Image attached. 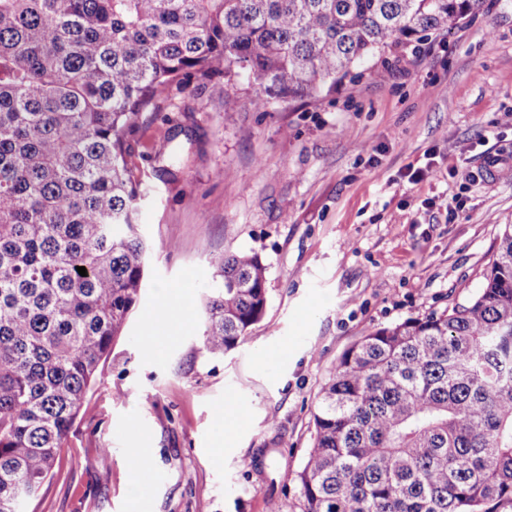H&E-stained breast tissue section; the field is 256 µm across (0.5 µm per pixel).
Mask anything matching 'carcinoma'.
Returning a JSON list of instances; mask_svg holds the SVG:
<instances>
[{
	"mask_svg": "<svg viewBox=\"0 0 512 512\" xmlns=\"http://www.w3.org/2000/svg\"><path fill=\"white\" fill-rule=\"evenodd\" d=\"M481 0H0V512L54 475L151 256L144 114L172 86L245 72L253 104L331 92ZM85 267L82 276L76 267ZM202 349L264 316L255 252L212 261ZM297 475L302 512H512V224L465 305L340 356Z\"/></svg>",
	"mask_w": 512,
	"mask_h": 512,
	"instance_id": "obj_1",
	"label": "carcinoma"
}]
</instances>
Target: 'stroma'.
<instances>
[{
    "instance_id": "35a3bbf8",
    "label": "stroma",
    "mask_w": 512,
    "mask_h": 512,
    "mask_svg": "<svg viewBox=\"0 0 512 512\" xmlns=\"http://www.w3.org/2000/svg\"><path fill=\"white\" fill-rule=\"evenodd\" d=\"M388 57L315 100L255 107L244 73L161 98L132 142L154 246L144 296L26 512H300L341 354L481 287L512 224V167L485 172L512 156V0ZM425 165L434 178L410 183ZM243 250L268 266V306L213 357L199 346L210 262ZM164 288L187 316L149 326Z\"/></svg>"
}]
</instances>
